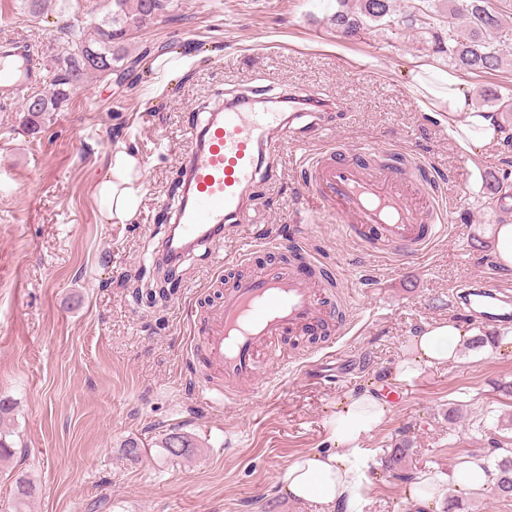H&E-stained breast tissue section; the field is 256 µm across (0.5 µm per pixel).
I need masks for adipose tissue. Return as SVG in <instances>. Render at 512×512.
Returning a JSON list of instances; mask_svg holds the SVG:
<instances>
[{
  "label": "adipose tissue",
  "mask_w": 512,
  "mask_h": 512,
  "mask_svg": "<svg viewBox=\"0 0 512 512\" xmlns=\"http://www.w3.org/2000/svg\"><path fill=\"white\" fill-rule=\"evenodd\" d=\"M422 89L423 105L440 114L461 153L498 143L502 138L495 113L470 108L464 85L447 70L423 65L413 73ZM145 192L139 158L130 150L118 149L109 157L107 173L96 187V197L109 223L127 224L135 220ZM469 332L448 320L427 326L413 339L415 356L398 361L394 380L408 382L424 371L456 360ZM393 411L389 396L365 391L336 405L330 420V449L310 451L289 464L281 487L289 498L335 512L341 503H358L362 496V456L360 441L374 432Z\"/></svg>",
  "instance_id": "obj_1"
}]
</instances>
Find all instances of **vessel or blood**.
<instances>
[{
	"label": "vessel or blood",
	"mask_w": 512,
	"mask_h": 512,
	"mask_svg": "<svg viewBox=\"0 0 512 512\" xmlns=\"http://www.w3.org/2000/svg\"><path fill=\"white\" fill-rule=\"evenodd\" d=\"M0 55L18 58L24 66L20 79L0 73V99L7 101L40 74L42 54L22 43H5ZM260 96L256 89L225 96L192 128L180 170L181 198L162 242L165 266L177 268L200 249L223 262L225 226L241 219L246 199L275 171L280 153L294 144L297 115L281 106L301 102V94L279 93L277 109L257 112L251 102ZM305 174L310 197L336 214L347 235L370 255L420 254L447 220L433 202L429 173L393 160L388 149L374 155L339 144L315 157ZM475 295L496 300L489 322L512 321L511 279L491 272L469 283L457 295L460 317H474L470 299ZM336 299L308 257L235 277L220 301L206 309L204 346L192 350L190 361L213 369L224 382L225 398L236 397L241 386L259 377L261 354L274 342L317 336L332 344L346 326L337 317Z\"/></svg>",
	"instance_id": "obj_1"
}]
</instances>
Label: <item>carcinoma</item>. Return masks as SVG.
<instances>
[{
	"instance_id": "obj_1",
	"label": "carcinoma",
	"mask_w": 512,
	"mask_h": 512,
	"mask_svg": "<svg viewBox=\"0 0 512 512\" xmlns=\"http://www.w3.org/2000/svg\"><path fill=\"white\" fill-rule=\"evenodd\" d=\"M338 8L331 16V24L349 35L362 33L368 23L390 29L406 27L429 35L434 52L448 56V64L467 73H491L499 70L507 55L504 50L512 43V27L503 23L498 12L487 0H443L448 13L440 11L438 0H423L426 22L418 23L412 16V5L397 10L395 0H354L355 9L348 8L349 0H336ZM171 5V0H107L104 16L92 30L66 28L63 44L47 91L50 94L46 111L27 113L25 125L32 130L49 112H58L70 101V87L85 84L90 77L107 78L121 71L125 60L122 44L127 33L150 25ZM96 53L105 58L111 70L101 72L84 67L83 58ZM13 411V403L0 398V462L14 455L7 425ZM496 450L505 455L495 461L497 480L496 496L504 501L512 500V448H503L497 440L492 442ZM161 447L171 456L186 457L198 447L196 441L179 432H170L161 441ZM411 451L408 441L403 440L388 452L386 469L397 472ZM34 492L33 485L18 479L12 492L10 512H22Z\"/></svg>"
}]
</instances>
